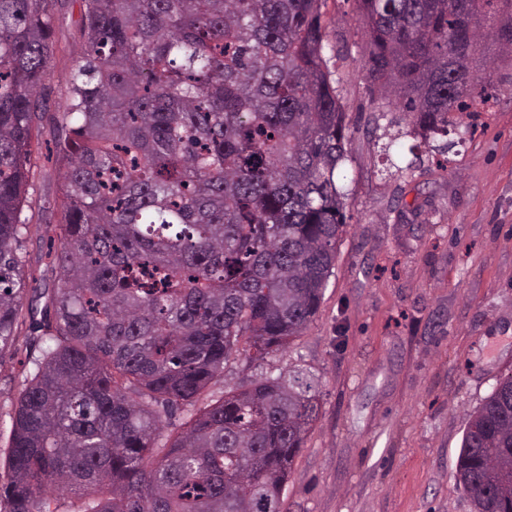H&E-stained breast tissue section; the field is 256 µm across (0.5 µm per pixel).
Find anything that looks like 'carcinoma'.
<instances>
[{
    "label": "carcinoma",
    "instance_id": "obj_1",
    "mask_svg": "<svg viewBox=\"0 0 512 512\" xmlns=\"http://www.w3.org/2000/svg\"><path fill=\"white\" fill-rule=\"evenodd\" d=\"M355 2L371 97L424 137L469 108V52L491 41L512 57V0ZM326 5L84 0L54 118L47 346L0 456V512H283L319 415L314 381L270 374L205 396L230 359L285 349L332 275L348 137ZM51 7L0 0V356L28 288L21 215ZM455 480L474 512H512V374L470 415Z\"/></svg>",
    "mask_w": 512,
    "mask_h": 512
}]
</instances>
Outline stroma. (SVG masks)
Returning <instances> with one entry per match:
<instances>
[{"instance_id":"obj_1","label":"stroma","mask_w":512,"mask_h":512,"mask_svg":"<svg viewBox=\"0 0 512 512\" xmlns=\"http://www.w3.org/2000/svg\"><path fill=\"white\" fill-rule=\"evenodd\" d=\"M325 55L338 78L350 142L341 172L347 220L320 308L288 349L224 366L213 396L267 374L320 382V414L283 493L284 512H472L453 470L468 415L512 372V60L485 42L470 60L489 87L475 131L425 140L402 111L379 114L367 93L353 0H328ZM82 0H53L47 113L66 94L82 50ZM410 162L397 171L380 148ZM23 215V299L0 356V449L32 360L40 292L52 287L63 200L55 139L43 130Z\"/></svg>"}]
</instances>
